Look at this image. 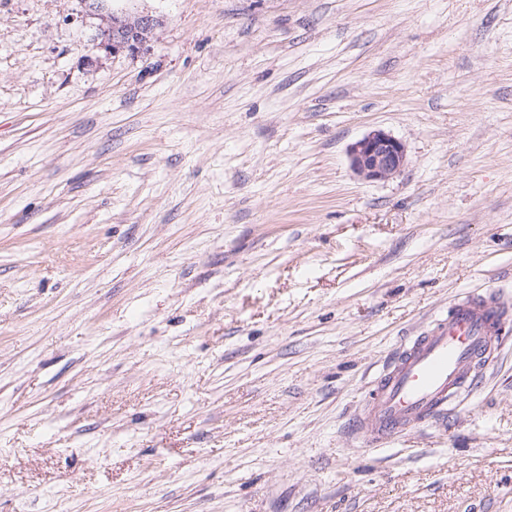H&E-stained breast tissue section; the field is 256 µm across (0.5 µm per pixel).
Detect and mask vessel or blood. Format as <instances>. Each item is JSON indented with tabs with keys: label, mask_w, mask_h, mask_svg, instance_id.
<instances>
[{
	"label": "vessel or blood",
	"mask_w": 512,
	"mask_h": 512,
	"mask_svg": "<svg viewBox=\"0 0 512 512\" xmlns=\"http://www.w3.org/2000/svg\"><path fill=\"white\" fill-rule=\"evenodd\" d=\"M512 310L496 294L452 304L428 331L407 338L375 379L354 431L377 448L444 418L452 402L478 384V370L504 344Z\"/></svg>",
	"instance_id": "obj_1"
}]
</instances>
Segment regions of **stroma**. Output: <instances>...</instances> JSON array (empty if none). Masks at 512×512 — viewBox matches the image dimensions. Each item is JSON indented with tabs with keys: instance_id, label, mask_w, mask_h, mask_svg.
Here are the masks:
<instances>
[{
	"instance_id": "35a3bbf8",
	"label": "stroma",
	"mask_w": 512,
	"mask_h": 512,
	"mask_svg": "<svg viewBox=\"0 0 512 512\" xmlns=\"http://www.w3.org/2000/svg\"><path fill=\"white\" fill-rule=\"evenodd\" d=\"M375 129L408 163L365 181ZM491 291L512 0H0V512H512V343L445 421L351 428ZM158 21L151 15L134 18L112 15V26L107 29V36L112 40V51L124 49L136 51L150 41ZM350 166L363 180H386L407 164L404 145L382 130H372L349 146Z\"/></svg>"
}]
</instances>
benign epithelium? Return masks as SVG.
Segmentation results:
<instances>
[{
	"label": "benign epithelium",
	"instance_id": "obj_1",
	"mask_svg": "<svg viewBox=\"0 0 512 512\" xmlns=\"http://www.w3.org/2000/svg\"><path fill=\"white\" fill-rule=\"evenodd\" d=\"M157 20L151 15L134 18L112 16L107 36L112 52L136 51L150 41ZM350 166L364 180H386L401 172L407 164L404 145L382 130H372L349 146Z\"/></svg>",
	"mask_w": 512,
	"mask_h": 512
}]
</instances>
